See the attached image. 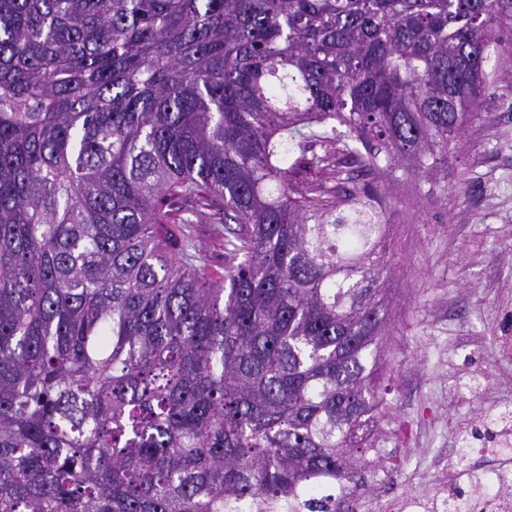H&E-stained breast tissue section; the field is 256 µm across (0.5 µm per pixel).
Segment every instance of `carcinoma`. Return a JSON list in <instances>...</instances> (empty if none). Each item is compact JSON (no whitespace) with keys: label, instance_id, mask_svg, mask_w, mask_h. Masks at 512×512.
I'll use <instances>...</instances> for the list:
<instances>
[{"label":"carcinoma","instance_id":"carcinoma-1","mask_svg":"<svg viewBox=\"0 0 512 512\" xmlns=\"http://www.w3.org/2000/svg\"><path fill=\"white\" fill-rule=\"evenodd\" d=\"M512 0H0V512H307L391 405L388 181ZM213 208L224 274L173 205Z\"/></svg>","mask_w":512,"mask_h":512}]
</instances>
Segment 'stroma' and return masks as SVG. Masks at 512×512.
Masks as SVG:
<instances>
[{"label":"stroma","mask_w":512,"mask_h":512,"mask_svg":"<svg viewBox=\"0 0 512 512\" xmlns=\"http://www.w3.org/2000/svg\"><path fill=\"white\" fill-rule=\"evenodd\" d=\"M387 251L392 264L391 417L373 484L429 488L463 428L512 391V364L496 355L512 336V65L487 89L480 117L448 149V188L395 170ZM190 235L224 269L219 225L185 207Z\"/></svg>","instance_id":"obj_1"}]
</instances>
